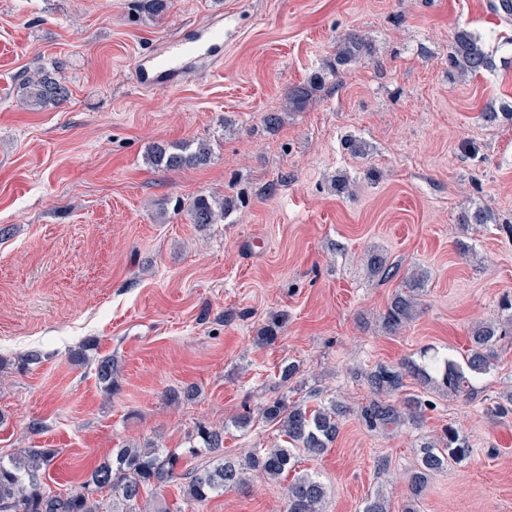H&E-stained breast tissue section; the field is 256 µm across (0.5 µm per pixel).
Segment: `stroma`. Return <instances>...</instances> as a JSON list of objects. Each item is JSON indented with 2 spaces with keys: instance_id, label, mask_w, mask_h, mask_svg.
<instances>
[{
  "instance_id": "stroma-1",
  "label": "stroma",
  "mask_w": 512,
  "mask_h": 512,
  "mask_svg": "<svg viewBox=\"0 0 512 512\" xmlns=\"http://www.w3.org/2000/svg\"><path fill=\"white\" fill-rule=\"evenodd\" d=\"M490 0H170L162 18L137 0H0V356L40 351L42 363L0 382V457L54 448L44 482L64 493L113 448L151 439L181 450L195 424L225 425L224 450L243 455L279 438L234 419L281 394L278 365L299 364V398L322 390L349 406L368 389L360 372L418 359L427 347L457 359L478 322L512 295V123H483L486 104H512V18ZM224 31L222 66L198 62L173 84H140L135 61L200 26ZM480 34L494 72L448 74L457 28ZM373 54L328 76L313 101L290 108L340 36ZM62 63L67 102L18 103L24 73ZM281 123L268 128L266 113ZM365 146L351 154L347 138ZM206 142L203 166L156 169L149 146ZM479 148L464 156L462 142ZM233 200L204 228L175 199ZM487 224L463 226L476 206ZM470 250L460 253L459 243ZM380 251L398 266L369 274ZM423 269L416 318L382 327L392 295ZM288 322L271 346L254 338L272 316ZM89 342L119 362L105 394L68 353ZM198 398L170 403L172 386ZM420 426L391 433L343 419L336 441L299 469L319 477L327 512H361L382 491L406 503L421 442L453 425L474 453L432 476L419 512H512V416L482 400L436 392ZM37 420L41 431L30 432ZM286 482L251 479L202 505L178 485L143 495L141 512H283Z\"/></svg>"
}]
</instances>
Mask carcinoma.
<instances>
[{"label": "carcinoma", "instance_id": "1", "mask_svg": "<svg viewBox=\"0 0 512 512\" xmlns=\"http://www.w3.org/2000/svg\"><path fill=\"white\" fill-rule=\"evenodd\" d=\"M141 12L156 18L168 9V0H138ZM370 54V44L351 31L337 42L336 56L329 65L331 71L346 67ZM494 58L486 50L481 37L467 27L458 28L448 48V71L473 79L494 71ZM62 65L39 68L22 75L18 84L21 105L29 111L58 106L67 101L69 89L61 75ZM324 77L317 73L302 85L288 90V103L295 109L305 108L323 86ZM512 121V107L496 109L485 105L480 119L494 124L500 119ZM157 168L178 170L197 167L210 161V148L199 143L169 149L154 146L146 157ZM226 204L222 200L200 195L186 207L189 222L201 227L224 221ZM367 266L373 276L390 279L396 275L395 266L379 252L367 255ZM427 275L414 274L404 288L392 295L382 316L383 328L396 332L418 314L420 296ZM512 299L506 302V313L494 320L476 324L469 336L470 345L463 361L433 355L419 364L413 360L398 365L379 363L360 373L372 397L362 403L355 415L369 431L390 432L411 424L419 425L427 409L426 400L419 395H397L403 391L405 380L417 382L424 389H436L448 396L471 400L478 395L472 378L490 373L498 361L504 341L512 340ZM285 321L274 319L261 328L255 343L267 346L279 339ZM91 344H84L71 352V359L83 365L94 362L100 388L112 393L117 363L112 355H88ZM42 356L32 350L18 359V363L0 358V374L13 366H30L41 362ZM347 406L331 398L316 406L289 399L288 393L265 402L259 407L260 420L277 427L285 437V445L255 448L236 459L224 456L223 426L199 425L185 438L183 454L170 452L159 444L146 441L112 449V453L95 465L87 477L68 492L54 493L45 487L43 473L56 457L54 448H19L8 460H0V512H137L142 493L160 489L180 479L183 499L202 504L225 490L247 485L250 475L256 473L265 479L277 481L293 473L287 487L284 512H326V487L310 474H294L299 454L316 457L323 454L336 440L340 418ZM472 448L459 431L451 425L434 438L426 439L417 449V463L407 480L405 512H416L432 475L448 469L471 456ZM209 456L212 463L180 472L182 456ZM361 512H390L386 496L376 491L366 497Z\"/></svg>", "mask_w": 512, "mask_h": 512}]
</instances>
